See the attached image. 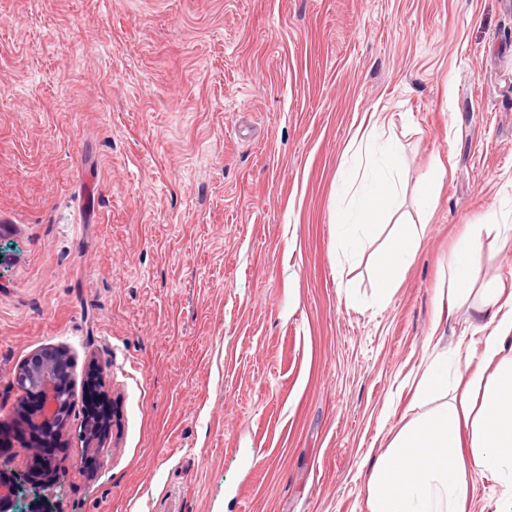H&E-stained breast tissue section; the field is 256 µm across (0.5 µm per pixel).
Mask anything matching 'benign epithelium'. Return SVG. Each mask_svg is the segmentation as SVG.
<instances>
[{
    "mask_svg": "<svg viewBox=\"0 0 512 512\" xmlns=\"http://www.w3.org/2000/svg\"><path fill=\"white\" fill-rule=\"evenodd\" d=\"M66 354L57 349L32 353L16 370L13 385L23 394L14 427L0 429V512H13L21 486L35 493L52 490L67 457L72 391L65 379ZM88 403L78 437L85 454L98 455L108 437L110 407L104 382L88 375Z\"/></svg>",
    "mask_w": 512,
    "mask_h": 512,
    "instance_id": "benign-epithelium-1",
    "label": "benign epithelium"
}]
</instances>
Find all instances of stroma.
Instances as JSON below:
<instances>
[{"instance_id":"obj_1","label":"stroma","mask_w":512,"mask_h":512,"mask_svg":"<svg viewBox=\"0 0 512 512\" xmlns=\"http://www.w3.org/2000/svg\"><path fill=\"white\" fill-rule=\"evenodd\" d=\"M376 112L425 225L383 307L336 264ZM493 205L512 225V0H0V420L49 347L72 427L89 367L115 405L93 478L70 435L49 512H368L417 375L476 338L467 302L433 327ZM483 243L512 291V239ZM502 492L471 474L466 512H512Z\"/></svg>"}]
</instances>
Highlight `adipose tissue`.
Returning <instances> with one entry per match:
<instances>
[{
	"instance_id": "ef3b65f1",
	"label": "adipose tissue",
	"mask_w": 512,
	"mask_h": 512,
	"mask_svg": "<svg viewBox=\"0 0 512 512\" xmlns=\"http://www.w3.org/2000/svg\"><path fill=\"white\" fill-rule=\"evenodd\" d=\"M358 166L336 212L339 263L367 262L371 297L387 305L421 245L424 227L402 213L400 151L378 126L362 135ZM498 209L471 225L448 263V296L472 300L481 332L476 344L435 354L416 388L425 413L409 420L377 456L367 485L369 512H465L470 473L492 472L512 500V308L497 278L477 281L485 232Z\"/></svg>"
}]
</instances>
